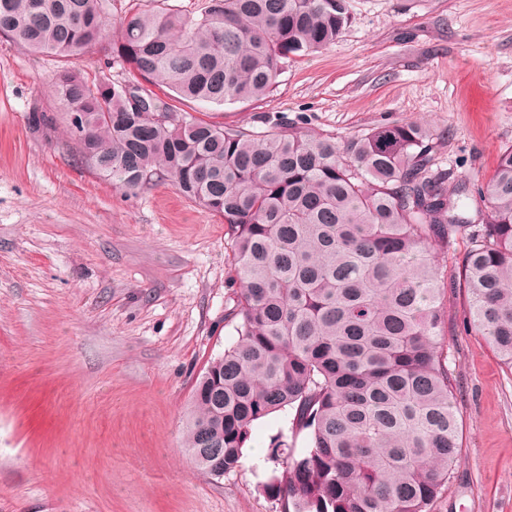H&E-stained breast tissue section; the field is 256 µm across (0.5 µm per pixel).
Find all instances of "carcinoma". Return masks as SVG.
Masks as SVG:
<instances>
[{
	"instance_id": "carcinoma-1",
	"label": "carcinoma",
	"mask_w": 512,
	"mask_h": 512,
	"mask_svg": "<svg viewBox=\"0 0 512 512\" xmlns=\"http://www.w3.org/2000/svg\"><path fill=\"white\" fill-rule=\"evenodd\" d=\"M349 20L348 0H212L196 21L140 10L109 47L126 79L106 95L62 69L53 88L65 112H83L81 159L114 188L168 180L227 224L238 339L196 381L183 441L196 465L212 473L215 452L234 471L252 427L282 413L290 426L271 439L260 490L285 512H431L462 447L446 288L468 289V328L512 370V147L478 187L487 214L475 220L448 206L463 189L432 169L417 123L339 146L175 105L258 100ZM109 26L103 0H0V34L36 54H89ZM459 237L468 249L447 283L428 244Z\"/></svg>"
}]
</instances>
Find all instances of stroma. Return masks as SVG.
Returning <instances> with one entry per match:
<instances>
[{
	"instance_id": "35a3bbf8",
	"label": "stroma",
	"mask_w": 512,
	"mask_h": 512,
	"mask_svg": "<svg viewBox=\"0 0 512 512\" xmlns=\"http://www.w3.org/2000/svg\"><path fill=\"white\" fill-rule=\"evenodd\" d=\"M348 4L344 34L264 98L179 108L339 143L415 122L438 171L484 184L512 146V0ZM62 68L123 77L104 53L33 55L0 35V512H283L257 464L282 418L255 424L221 477L183 448L196 379L237 339L227 226L171 182L126 196L82 163L51 94ZM443 304L463 447L431 512H512V371L467 331L464 289Z\"/></svg>"
}]
</instances>
